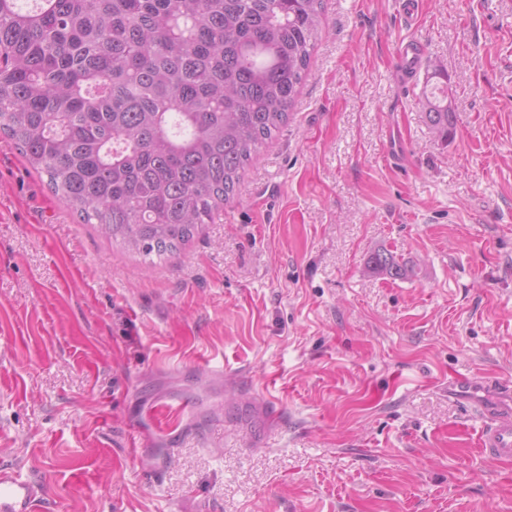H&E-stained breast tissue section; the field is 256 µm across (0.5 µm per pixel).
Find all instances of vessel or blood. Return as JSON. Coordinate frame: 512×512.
Wrapping results in <instances>:
<instances>
[{
  "label": "vessel or blood",
  "instance_id": "b4317fda",
  "mask_svg": "<svg viewBox=\"0 0 512 512\" xmlns=\"http://www.w3.org/2000/svg\"><path fill=\"white\" fill-rule=\"evenodd\" d=\"M419 65L420 45L408 39L396 52L394 68L414 76ZM448 393L479 409L484 424L478 446L485 458L512 461V383L484 384L460 376L449 381ZM0 512H55L54 496L44 482L0 464Z\"/></svg>",
  "mask_w": 512,
  "mask_h": 512
}]
</instances>
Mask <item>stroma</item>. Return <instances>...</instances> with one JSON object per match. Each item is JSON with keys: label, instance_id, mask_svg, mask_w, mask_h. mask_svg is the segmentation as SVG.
I'll use <instances>...</instances> for the list:
<instances>
[{"label": "stroma", "instance_id": "1", "mask_svg": "<svg viewBox=\"0 0 512 512\" xmlns=\"http://www.w3.org/2000/svg\"><path fill=\"white\" fill-rule=\"evenodd\" d=\"M323 15L287 122L164 262L80 223L0 136V463L56 512H512V461L448 394L512 375V0ZM411 36L448 139L417 104L427 68L393 71ZM164 395L195 410L157 477L154 431L128 436ZM418 104L433 130L440 137L448 139L454 128V112L448 103V92L436 88L429 94L425 93Z\"/></svg>", "mask_w": 512, "mask_h": 512}]
</instances>
